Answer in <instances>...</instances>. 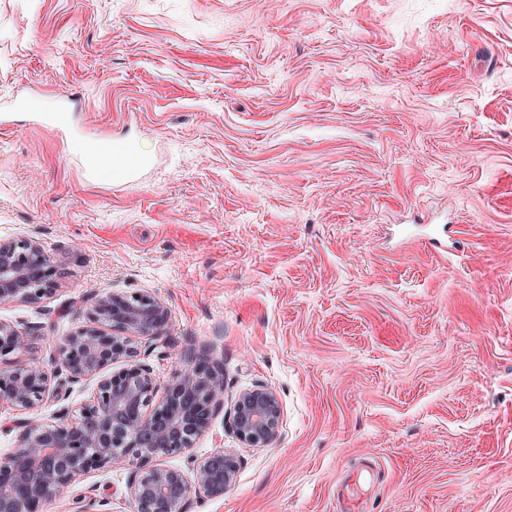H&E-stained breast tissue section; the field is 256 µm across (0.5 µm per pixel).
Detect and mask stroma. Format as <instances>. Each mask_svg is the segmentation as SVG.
<instances>
[{
	"instance_id": "obj_1",
	"label": "stroma",
	"mask_w": 512,
	"mask_h": 512,
	"mask_svg": "<svg viewBox=\"0 0 512 512\" xmlns=\"http://www.w3.org/2000/svg\"><path fill=\"white\" fill-rule=\"evenodd\" d=\"M32 94L151 163L96 181L30 115L0 128V237L63 271L0 307L32 338L17 363L142 289L170 312L141 343L158 388L205 353L228 394L281 401L265 448L215 414L191 454L244 464L185 512H337L365 458L363 512H512V0H0V113ZM128 476H81L44 512H136Z\"/></svg>"
}]
</instances>
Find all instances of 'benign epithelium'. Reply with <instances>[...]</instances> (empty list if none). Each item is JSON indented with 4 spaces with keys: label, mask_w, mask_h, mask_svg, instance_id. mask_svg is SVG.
I'll return each mask as SVG.
<instances>
[{
    "label": "benign epithelium",
    "mask_w": 512,
    "mask_h": 512,
    "mask_svg": "<svg viewBox=\"0 0 512 512\" xmlns=\"http://www.w3.org/2000/svg\"><path fill=\"white\" fill-rule=\"evenodd\" d=\"M62 275L37 241L0 239L1 306L41 302L55 293ZM83 317L85 324L66 337L50 368L12 364L31 337L0 321V404L30 412L60 385L61 375L76 382L124 363L98 381L78 416L26 422L18 448L0 458V512H42L76 478L116 465L131 467L126 493L137 512H181L193 495L224 497L243 466L235 452L218 447L190 455L185 471L153 463L160 454L190 450L209 430L224 407V371L204 355L190 356L156 403L140 343L165 332L166 303L148 291H109ZM281 417L276 392L258 385L235 395L226 425L243 447L263 448L276 439Z\"/></svg>",
    "instance_id": "1"
}]
</instances>
